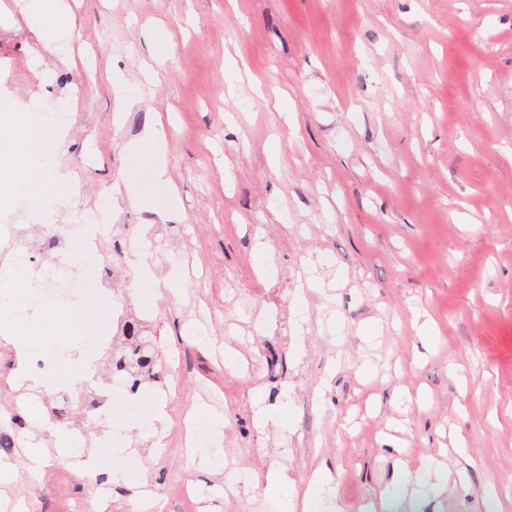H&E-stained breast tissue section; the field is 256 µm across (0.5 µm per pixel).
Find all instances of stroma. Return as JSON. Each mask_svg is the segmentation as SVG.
I'll return each instance as SVG.
<instances>
[{
    "mask_svg": "<svg viewBox=\"0 0 512 512\" xmlns=\"http://www.w3.org/2000/svg\"><path fill=\"white\" fill-rule=\"evenodd\" d=\"M18 2L0 0V95L29 114L70 106L55 162L78 182L55 220L16 200L0 225L34 282L98 273L72 306L101 340L73 391L120 397L106 357L137 322L170 366L138 396L171 420L124 434L142 486L113 482L108 454L85 473L29 418L0 448L19 465L0 512H134L144 488L145 512H279L253 480L271 467L300 491L329 473L342 512H364L431 460L466 487L409 486L415 512H487L489 484L494 512H512V0H79L67 55L44 50ZM131 184L147 196L118 198L103 252H71L65 225ZM135 237L151 241L147 302L123 247ZM15 367L0 344V428L21 400L52 399L12 388ZM197 404L224 423L213 466L185 445ZM30 440L49 449L35 477ZM242 464L250 480L225 497Z\"/></svg>",
    "mask_w": 512,
    "mask_h": 512,
    "instance_id": "stroma-1",
    "label": "stroma"
}]
</instances>
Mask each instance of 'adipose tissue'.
Wrapping results in <instances>:
<instances>
[{
  "label": "adipose tissue",
  "mask_w": 512,
  "mask_h": 512,
  "mask_svg": "<svg viewBox=\"0 0 512 512\" xmlns=\"http://www.w3.org/2000/svg\"><path fill=\"white\" fill-rule=\"evenodd\" d=\"M20 12L29 26L36 28L46 45H53L59 32L75 34L77 19L67 0H23ZM12 143L0 146V192L38 201L43 213L54 214L66 207L70 190L77 178L69 172L47 167L46 155L60 146L56 130L32 131L19 117V109L9 106ZM31 286L30 279L12 276L0 280V341L12 345L18 353V364L12 375L15 387L28 390L51 388L75 382L76 368L62 365L47 374L30 369L27 358L33 335L19 320L16 309ZM199 411H190L185 419L186 445L191 454L210 461L223 453L224 428L218 424L197 426ZM262 480L268 491L276 494L283 512H341L329 496V476L314 477L303 492H296L284 474L277 469L264 472Z\"/></svg>",
  "instance_id": "1"
}]
</instances>
